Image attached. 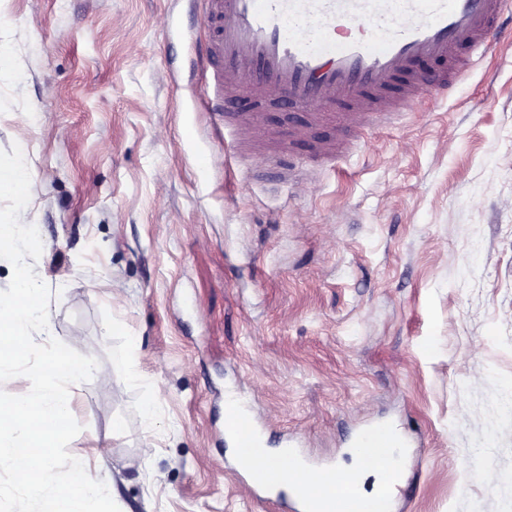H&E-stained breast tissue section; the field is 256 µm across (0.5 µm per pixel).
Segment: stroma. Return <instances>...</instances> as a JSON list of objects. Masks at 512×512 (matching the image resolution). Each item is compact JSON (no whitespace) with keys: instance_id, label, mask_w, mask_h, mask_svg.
Instances as JSON below:
<instances>
[{"instance_id":"35a3bbf8","label":"stroma","mask_w":512,"mask_h":512,"mask_svg":"<svg viewBox=\"0 0 512 512\" xmlns=\"http://www.w3.org/2000/svg\"><path fill=\"white\" fill-rule=\"evenodd\" d=\"M202 26L194 0H0V150L38 184L52 291L34 339L98 362L69 453L120 512H282L235 465L231 390L316 463L394 425L390 512H512V37L296 186L279 156L308 165L335 126L269 104L271 135L225 159L190 68Z\"/></svg>"}]
</instances>
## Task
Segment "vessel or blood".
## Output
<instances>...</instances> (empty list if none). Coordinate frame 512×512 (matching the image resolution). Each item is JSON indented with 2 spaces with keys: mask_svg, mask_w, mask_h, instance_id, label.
I'll return each instance as SVG.
<instances>
[{
  "mask_svg": "<svg viewBox=\"0 0 512 512\" xmlns=\"http://www.w3.org/2000/svg\"><path fill=\"white\" fill-rule=\"evenodd\" d=\"M206 32L194 45V69L205 76L211 107L224 115L225 157H234L240 127L263 138L265 104L281 99L344 132L387 125L423 104L446 101L458 77L492 54L512 26V0H200ZM442 63L432 75L418 63ZM224 425L241 458L255 453L254 429L236 398L224 404ZM407 442L379 423L358 433L365 467L383 465V484L402 479L399 450ZM305 458L296 450L268 459L262 489L288 486L298 512H337L336 489L348 477L334 463L309 468L322 493L297 480Z\"/></svg>",
  "mask_w": 512,
  "mask_h": 512,
  "instance_id": "1",
  "label": "vessel or blood"
}]
</instances>
